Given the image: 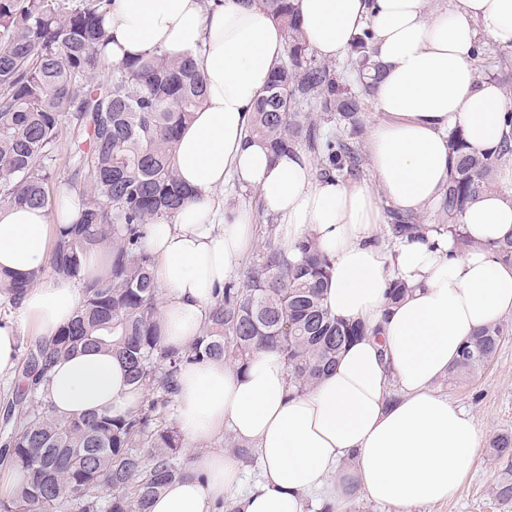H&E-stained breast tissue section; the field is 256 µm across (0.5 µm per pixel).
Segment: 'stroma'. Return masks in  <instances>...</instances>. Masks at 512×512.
<instances>
[{
    "label": "stroma",
    "instance_id": "stroma-1",
    "mask_svg": "<svg viewBox=\"0 0 512 512\" xmlns=\"http://www.w3.org/2000/svg\"><path fill=\"white\" fill-rule=\"evenodd\" d=\"M224 199L230 205L248 207L254 214L257 241L241 260L242 266H249L263 251L273 218L264 212L253 190L241 188L237 183L225 186ZM436 389L472 414L484 443L458 495L448 501L419 504L407 510L360 495L351 501L348 512H512V505L498 503L491 494L492 484L502 468L494 464L487 448L497 434L512 432V334L503 338L495 358L475 377L457 384L442 380Z\"/></svg>",
    "mask_w": 512,
    "mask_h": 512
}]
</instances>
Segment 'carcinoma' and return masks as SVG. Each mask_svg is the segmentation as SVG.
Segmentation results:
<instances>
[{
	"label": "carcinoma",
	"mask_w": 512,
	"mask_h": 512,
	"mask_svg": "<svg viewBox=\"0 0 512 512\" xmlns=\"http://www.w3.org/2000/svg\"><path fill=\"white\" fill-rule=\"evenodd\" d=\"M107 0H0V207L48 211L75 188L56 177L54 161L64 117L76 120L74 175L84 176L79 219L54 240L47 269L24 276L0 272V288L19 302L44 273L83 281L84 300L72 322L50 343L38 341L24 360L27 389L5 406L10 427L0 463L15 471L12 492L0 495V512H150L162 488L191 475L178 462L181 435L168 421L176 377L187 362L224 359L241 368L259 350L277 352L299 391L316 385L344 347L368 329L333 318L323 303L328 261L316 244L295 245L298 258L269 241L244 279L224 286L208 310L202 335L191 347L165 345L158 320V289L144 247L146 226L174 214L187 194L174 165L182 127L201 107L204 77L190 56L154 52L107 62ZM281 26L286 57L271 73L248 134L275 155L305 146L319 175L353 179L362 172L355 146L363 96L370 94L371 34L353 47L352 65L362 91L352 93L331 66L309 49L295 0H261ZM106 83L95 84L101 71ZM452 167L436 205L437 228L463 251L472 241L463 215L493 190L496 169L512 159V142L494 151L472 147L460 130L449 134ZM391 237L427 230L415 216L391 211ZM112 244L110 274L84 276L83 259ZM489 248L512 264V238ZM507 326L496 322L465 342L451 380L470 378L495 357ZM107 348L145 392L142 405L122 417H56L38 398L40 377L52 360L78 350ZM492 458L505 465L493 497L512 503V433L495 436Z\"/></svg>",
	"instance_id": "1"
}]
</instances>
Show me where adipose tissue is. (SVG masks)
Listing matches in <instances>:
<instances>
[{"mask_svg": "<svg viewBox=\"0 0 512 512\" xmlns=\"http://www.w3.org/2000/svg\"><path fill=\"white\" fill-rule=\"evenodd\" d=\"M303 34L324 60L340 59L370 31L382 76L370 96L384 115L366 144L375 186L317 178L303 150L278 156L246 134L251 112L285 56L282 31L259 0H110L105 28L111 61L158 51L196 54L205 102L175 149L185 206L149 225L146 248L159 290L163 341L188 347L209 306L254 243L252 216L219 191L236 179L257 190L287 246L312 239L329 264L324 303L345 322L371 327L346 347L311 390L295 392L282 358L254 355L244 368L221 361L183 366L174 396L179 429L202 450L192 476L172 482L151 512H208L224 498L242 512H305L308 497L344 512L352 491L395 505L453 498L482 444L471 414L434 385L453 369L478 329L512 312V265L490 250L512 237V164L500 191L463 216L473 244L450 234L385 242V208L417 213L436 203L451 171L450 131L477 149L512 137V98L476 71L481 38L512 48V0H297ZM70 205L0 209V270L24 275L45 266L57 225L76 220ZM409 295L388 302L393 280ZM83 302L79 280L41 278L21 299L18 318L0 321V379L11 377L17 336L52 340ZM63 417L124 416L144 393L110 350L61 357L40 384ZM231 432L253 446L261 478L244 486L239 460L213 442Z\"/></svg>", "mask_w": 512, "mask_h": 512, "instance_id": "obj_1", "label": "adipose tissue"}]
</instances>
